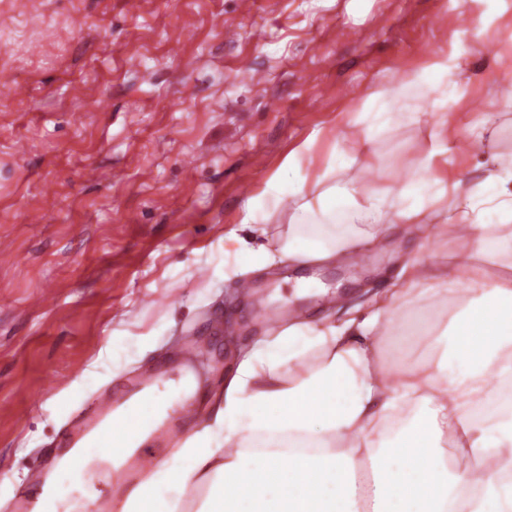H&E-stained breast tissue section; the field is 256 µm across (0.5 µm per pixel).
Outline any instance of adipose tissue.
I'll return each instance as SVG.
<instances>
[{
	"instance_id": "adipose-tissue-1",
	"label": "adipose tissue",
	"mask_w": 512,
	"mask_h": 512,
	"mask_svg": "<svg viewBox=\"0 0 512 512\" xmlns=\"http://www.w3.org/2000/svg\"><path fill=\"white\" fill-rule=\"evenodd\" d=\"M452 72L437 54L399 86L370 92L348 120L361 139L322 170L310 145L288 156L244 204L250 238L226 233L224 256L236 270L271 265L274 252L252 239L288 202L281 249L293 258L348 255L362 238L389 232L391 209L426 237L453 230L479 263L461 272L415 255L365 316L296 317L255 337L206 421L187 425L177 448L126 484L128 462L198 383L184 376L135 393L113 412L111 433L51 467L31 512L69 507L71 483L92 512L101 492L91 466L100 460L123 483L112 512H512V161H496L469 188L449 228L433 221L448 193L435 170L448 151L446 119L413 179L391 196H361L339 178L368 160L382 133L420 120L411 101L433 92L447 106L458 94ZM414 294L444 315L409 308Z\"/></svg>"
}]
</instances>
